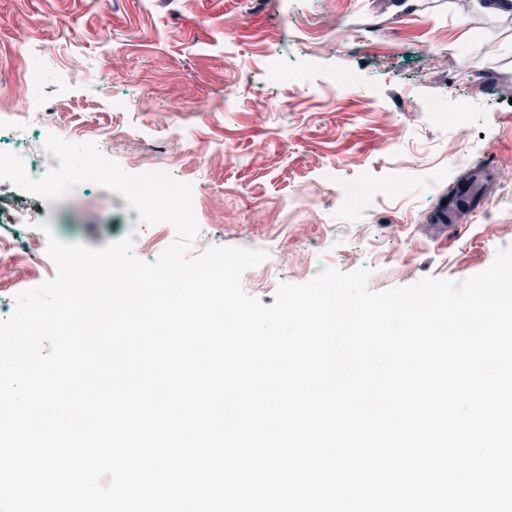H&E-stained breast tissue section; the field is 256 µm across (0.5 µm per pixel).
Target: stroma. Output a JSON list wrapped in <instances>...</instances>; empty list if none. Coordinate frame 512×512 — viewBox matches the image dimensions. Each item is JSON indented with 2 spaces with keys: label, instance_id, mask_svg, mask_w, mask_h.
Masks as SVG:
<instances>
[{
  "label": "stroma",
  "instance_id": "1",
  "mask_svg": "<svg viewBox=\"0 0 512 512\" xmlns=\"http://www.w3.org/2000/svg\"><path fill=\"white\" fill-rule=\"evenodd\" d=\"M17 31L25 52L57 46L39 100L115 135L120 166L171 151L174 134L198 146L170 169L210 195L189 254L264 251L241 279L263 305L280 282H306L326 266L368 268L369 288L383 291L425 277L464 280L512 247V202L501 199L512 177V17L478 12L473 0H0V52ZM464 33L465 52L452 50ZM273 63L301 80L270 82ZM72 64L85 85L57 82ZM339 69L355 82L331 88ZM116 98L135 110L112 111ZM202 98L210 111H198ZM129 129L137 139H121ZM477 166L494 173L486 200L458 222H438L439 209H456L453 184ZM396 180L405 184L397 199L366 190ZM303 189L314 210L295 208ZM10 192L31 214L13 229L23 246L40 238L42 221L58 239L92 248L133 233L158 234L166 246L176 238L102 186L55 201ZM55 274L52 262H30L19 280L1 283L0 320L18 293Z\"/></svg>",
  "mask_w": 512,
  "mask_h": 512
}]
</instances>
